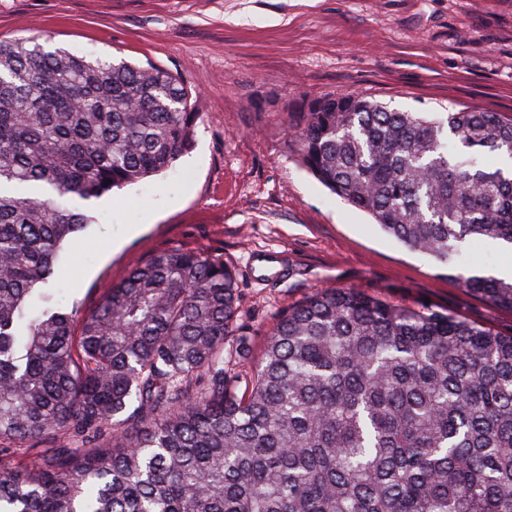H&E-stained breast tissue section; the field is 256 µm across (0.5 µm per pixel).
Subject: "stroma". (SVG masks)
Segmentation results:
<instances>
[{"mask_svg": "<svg viewBox=\"0 0 512 512\" xmlns=\"http://www.w3.org/2000/svg\"><path fill=\"white\" fill-rule=\"evenodd\" d=\"M157 64L202 119L173 169L95 201L64 243L52 293L92 310L153 254L224 258L259 356L279 312L314 288L354 287L512 333V311L460 275L503 263L491 243L459 271L408 250L303 165L288 124L311 102L356 92L410 112L512 114V0H0V39Z\"/></svg>", "mask_w": 512, "mask_h": 512, "instance_id": "obj_1", "label": "stroma"}]
</instances>
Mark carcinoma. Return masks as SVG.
Wrapping results in <instances>:
<instances>
[{
  "label": "carcinoma",
  "mask_w": 512,
  "mask_h": 512,
  "mask_svg": "<svg viewBox=\"0 0 512 512\" xmlns=\"http://www.w3.org/2000/svg\"><path fill=\"white\" fill-rule=\"evenodd\" d=\"M169 71L0 40V512H512V335L317 288L255 364L234 268L154 254L91 311L28 312L94 200L175 165L201 113ZM305 167L455 270L512 246V115L360 93L295 123ZM463 288L512 310V281Z\"/></svg>",
  "instance_id": "cac0c4a2"
}]
</instances>
